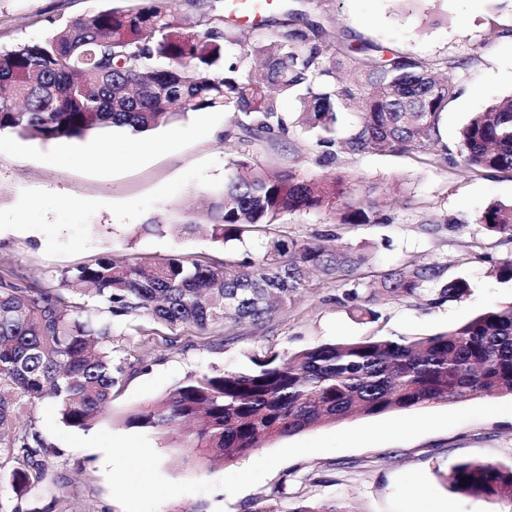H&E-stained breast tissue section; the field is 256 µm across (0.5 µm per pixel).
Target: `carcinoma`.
I'll list each match as a JSON object with an SVG mask.
<instances>
[{
    "mask_svg": "<svg viewBox=\"0 0 512 512\" xmlns=\"http://www.w3.org/2000/svg\"><path fill=\"white\" fill-rule=\"evenodd\" d=\"M274 40L243 39L234 10L178 18L164 0L79 16L36 43L0 53V131L41 140L83 138L127 128L134 133L189 113H232L224 140L241 130L255 139L288 135L279 99L299 102L308 131L327 161L336 144L354 153L420 154L439 164L440 124L452 97L445 59L429 61L371 42L340 43L336 34L295 10ZM355 108L358 123L336 141L338 114ZM462 172L512 170V97L472 115L460 139ZM201 211L184 212L188 233L227 246L263 240L256 256L224 252L211 265L175 254L150 263L101 257L66 271L61 285L89 286L92 304H66L53 288H23L0 276V468L17 457L8 482L32 492L52 479L48 445L25 407L49 401L62 424L89 429L103 416L126 374L114 356V325L145 319L176 336L193 327L222 335L243 324L262 328L312 287L311 276L351 284L343 303L359 316L387 298H417L440 267L409 264L375 274L369 295L358 287L369 258L344 244L328 248L272 234L284 215L333 211L344 194L336 180L271 176L237 159ZM375 207H354L344 224H378ZM476 223L512 240V204L494 205ZM512 288V258L494 266ZM470 284L454 279L438 299L456 300ZM512 395V303L486 308L440 334L370 336L276 356L238 371L189 377L163 398L125 417L158 433L184 429L182 444L212 464L243 456L266 441L352 416L433 403ZM465 494L512 503V465L464 462L446 475ZM292 512H356L341 500Z\"/></svg>",
    "mask_w": 512,
    "mask_h": 512,
    "instance_id": "cac0c4a2",
    "label": "carcinoma"
}]
</instances>
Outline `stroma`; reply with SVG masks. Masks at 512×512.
Returning a JSON list of instances; mask_svg holds the SVG:
<instances>
[{
	"instance_id": "35a3bbf8",
	"label": "stroma",
	"mask_w": 512,
	"mask_h": 512,
	"mask_svg": "<svg viewBox=\"0 0 512 512\" xmlns=\"http://www.w3.org/2000/svg\"><path fill=\"white\" fill-rule=\"evenodd\" d=\"M305 13L341 41H370L428 59L455 61L448 76L454 96L443 114L441 144L448 161L436 165L411 154H350L319 159L312 133L298 127L299 106L281 100L291 127L286 139L246 144L225 139L230 116L192 113L140 135L115 128L85 140L45 142L0 132V275L19 285L58 287L62 274L103 255L129 261L180 253L223 262L224 249L208 236L188 235L178 225L142 231L159 213L175 215L199 205L224 183L231 160L246 158L271 172L307 179L342 180L348 192L335 212L284 216L278 234L298 240L337 230L342 243L365 253L375 270L410 262L441 267V282L471 285L460 300L389 299L376 316L360 319L341 303L343 285L315 280L266 327L242 325L227 341L188 327L173 341L150 334L142 319L118 325L115 344L128 370L112 391L98 430L130 433L125 413L158 400L191 374L246 369L254 361L287 357L327 342L368 336L417 337L443 332L475 312L512 300L493 272L512 256V241L491 234L475 219L488 206L512 203V171H458L459 131L472 113L512 95V0H275ZM134 0H0V51L43 40L91 10L126 9ZM181 130L172 139L173 130ZM378 205L379 224L344 225L349 204ZM354 416L265 442L247 456L214 466L196 461L181 435L148 433L168 480L209 481L242 470L297 440L366 424ZM52 494L66 512H123L94 448H73L54 435ZM512 463V415L474 419L406 442L316 453L287 460L259 484L231 495L214 488L163 503L159 512H293L303 503L344 500L358 512H512V504L452 490L445 473L462 462Z\"/></svg>"
}]
</instances>
